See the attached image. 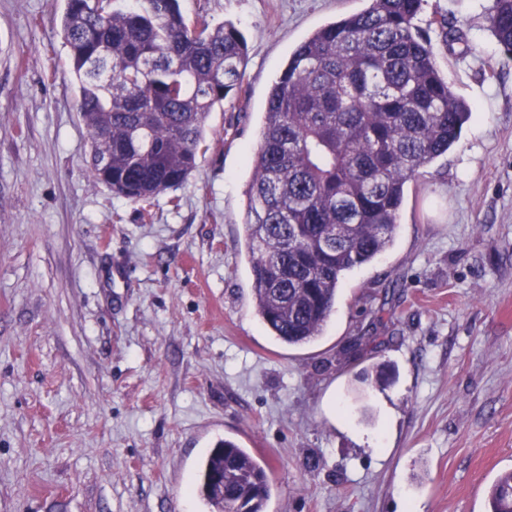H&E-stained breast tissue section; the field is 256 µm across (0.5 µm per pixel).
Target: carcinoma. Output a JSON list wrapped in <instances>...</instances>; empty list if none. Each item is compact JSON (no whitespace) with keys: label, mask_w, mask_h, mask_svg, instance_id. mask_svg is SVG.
<instances>
[{"label":"carcinoma","mask_w":512,"mask_h":512,"mask_svg":"<svg viewBox=\"0 0 512 512\" xmlns=\"http://www.w3.org/2000/svg\"><path fill=\"white\" fill-rule=\"evenodd\" d=\"M180 2L65 0L60 19L92 179L145 205L188 180L209 113L245 92L242 34ZM368 2L299 43L267 97L245 245L254 312L290 347L315 341L343 277L393 245L407 183L472 113L415 24L424 0ZM490 28L512 57V0H493ZM271 490L268 467L232 440L202 462L197 491L218 512H265ZM489 512H512V470Z\"/></svg>","instance_id":"cac0c4a2"}]
</instances>
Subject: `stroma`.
Instances as JSON below:
<instances>
[{
	"label": "stroma",
	"instance_id": "stroma-1",
	"mask_svg": "<svg viewBox=\"0 0 512 512\" xmlns=\"http://www.w3.org/2000/svg\"><path fill=\"white\" fill-rule=\"evenodd\" d=\"M367 5L181 0L242 33L248 94L210 112L209 150L145 219L89 175L52 0H0V512H212L193 487L224 438L270 464L266 512H487L512 469V58L491 0L416 20L474 111L408 183L392 247L308 346L253 310L267 94L301 41Z\"/></svg>",
	"mask_w": 512,
	"mask_h": 512
}]
</instances>
